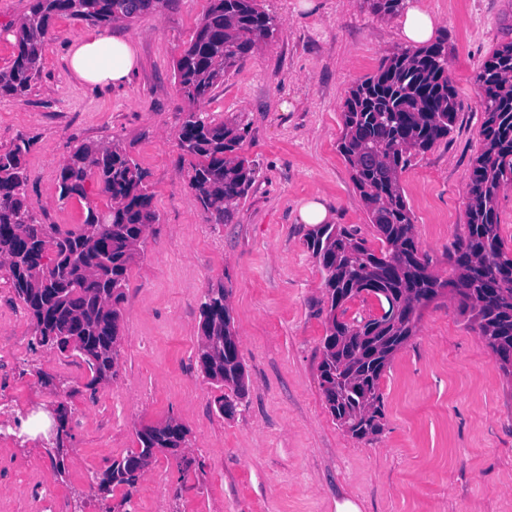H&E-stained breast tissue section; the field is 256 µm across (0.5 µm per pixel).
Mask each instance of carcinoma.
<instances>
[{"instance_id": "obj_1", "label": "carcinoma", "mask_w": 512, "mask_h": 512, "mask_svg": "<svg viewBox=\"0 0 512 512\" xmlns=\"http://www.w3.org/2000/svg\"><path fill=\"white\" fill-rule=\"evenodd\" d=\"M172 0H31L16 32L11 65L0 71V94L21 97L42 72L46 38L58 16L107 26L132 20ZM376 15H394L406 0H367ZM276 19L257 0H210L197 31L176 63L188 103L178 133L192 158L190 185L215 223L229 218L228 206L243 198L256 169L236 155L248 125L213 123L198 109L212 90L261 41L273 36ZM482 148L468 183L467 235L453 246V277L429 271L413 235V218L399 173L413 152L448 139L461 101L448 79V43L404 48L383 60L376 72L349 93L338 150L352 170L381 247L375 249L352 225L319 224L307 246L321 269L326 290V334L319 363L320 386L337 424L352 437L381 432V379L394 354L416 335L420 309L452 290L496 357L512 375V257L498 218V194L512 184V43L497 48L481 66ZM23 141L0 151V265H7L16 297L33 325L31 351L42 347L71 352L85 362L87 387L117 374L122 308L128 269L148 225L157 220L145 172L117 144L81 143L60 171V197L84 198L94 179L105 209L88 208L74 228L38 223L27 202L29 180ZM375 297L381 313L344 319L348 304ZM203 335L198 360L204 376L227 389L216 400L219 413L244 399L247 374L226 290L211 289L201 305ZM187 430L176 421L137 432L139 448L98 478L102 490L123 486L121 501L107 512H130L132 490L144 457L179 448Z\"/></svg>"}]
</instances>
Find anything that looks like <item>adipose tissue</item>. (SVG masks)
I'll list each match as a JSON object with an SVG mask.
<instances>
[{
  "label": "adipose tissue",
  "instance_id": "1",
  "mask_svg": "<svg viewBox=\"0 0 512 512\" xmlns=\"http://www.w3.org/2000/svg\"><path fill=\"white\" fill-rule=\"evenodd\" d=\"M401 39L411 45L434 40L438 18L427 8L415 5L396 21ZM69 66L84 82L91 85H120L127 82L138 67L132 40L120 39L104 30L88 32L75 39L70 47Z\"/></svg>",
  "mask_w": 512,
  "mask_h": 512
}]
</instances>
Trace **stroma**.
I'll return each instance as SVG.
<instances>
[{"label":"stroma","instance_id":"obj_1","mask_svg":"<svg viewBox=\"0 0 512 512\" xmlns=\"http://www.w3.org/2000/svg\"><path fill=\"white\" fill-rule=\"evenodd\" d=\"M441 20L448 76L463 107L447 141L416 155L401 173L413 232L430 270L452 277L448 253L466 231L468 182L482 147L484 114L476 75L500 45L512 42V0H418ZM259 0L276 17L272 37L214 88L203 111L249 126L239 154L256 178L216 224L190 185L178 143L187 104L175 63L209 0L114 22L134 39L139 66L129 83L91 86L71 71L68 45L88 23L56 18L43 68L26 97L0 96V150L30 141L26 196L43 224L74 227L100 203L60 200L58 174L82 142L119 143L146 174L157 215L131 264L123 304L116 376L87 388V370L71 371L69 354L43 352L39 376L22 373L0 352V411L55 401L68 407L62 459L27 443L0 447V512H31L33 482L53 484L56 499L83 497L103 512L121 497L90 475L137 446L146 425L176 420L184 448L158 455L133 490L148 512H512V375L461 315L453 292L421 310L416 336L394 355L381 379L382 431L359 440L330 414L318 364L325 317L322 274L299 217L324 203L332 224L373 228L352 172L337 149L351 89L403 46L394 17L365 0ZM30 0H0V69L12 61L16 29ZM224 287L248 375V394L233 416L219 414V386L206 379L196 350L200 304ZM0 336L28 345L32 327L7 268H0ZM186 458L188 470L177 461ZM63 477H56V468Z\"/></svg>","mask_w":512,"mask_h":512}]
</instances>
